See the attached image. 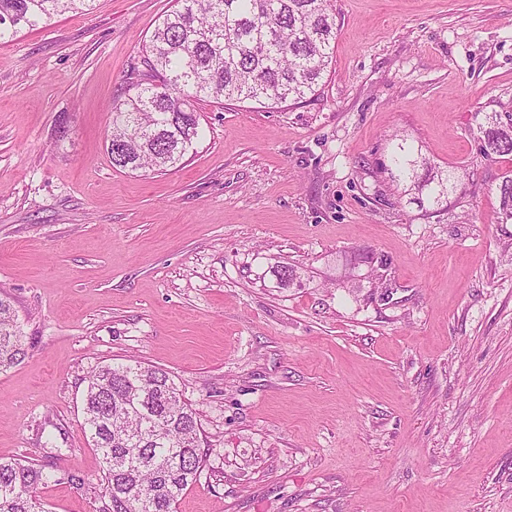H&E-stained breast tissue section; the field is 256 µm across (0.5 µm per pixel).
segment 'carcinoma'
<instances>
[{"label":"carcinoma","instance_id":"1","mask_svg":"<svg viewBox=\"0 0 512 512\" xmlns=\"http://www.w3.org/2000/svg\"><path fill=\"white\" fill-rule=\"evenodd\" d=\"M95 0H0V40L48 24ZM332 0H177L144 46L150 81L115 104L108 151L112 164L163 171L195 149V103L206 98L278 105L314 95L336 42ZM479 153L512 156V109L485 115ZM425 173L418 175V170ZM391 176L440 206L455 190V169L433 171L400 145ZM499 223L512 224V176L499 187ZM27 353L10 299L0 294V371ZM84 428L101 460L108 512H176L203 461L196 412L168 372L139 361L109 363L88 376ZM58 481L30 461L0 459V512H45L38 486Z\"/></svg>","mask_w":512,"mask_h":512}]
</instances>
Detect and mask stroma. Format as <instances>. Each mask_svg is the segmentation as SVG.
<instances>
[{
	"label": "stroma",
	"mask_w": 512,
	"mask_h": 512,
	"mask_svg": "<svg viewBox=\"0 0 512 512\" xmlns=\"http://www.w3.org/2000/svg\"><path fill=\"white\" fill-rule=\"evenodd\" d=\"M175 6L0 42V292L31 342L0 373V458L60 475L45 512H103L86 377L133 357L197 413L176 512H512V160L478 151L512 105V0H335L315 95L199 101L182 164L113 166L108 111ZM400 142L460 174L447 209L393 182Z\"/></svg>",
	"instance_id": "obj_1"
}]
</instances>
